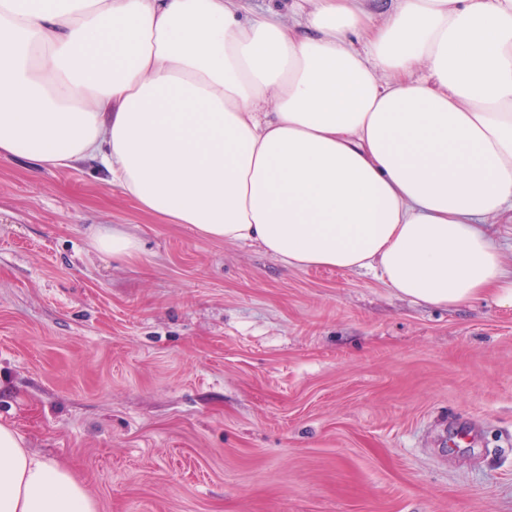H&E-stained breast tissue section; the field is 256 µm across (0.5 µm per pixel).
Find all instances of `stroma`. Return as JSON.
I'll return each instance as SVG.
<instances>
[{
  "instance_id": "35a3bbf8",
  "label": "stroma",
  "mask_w": 512,
  "mask_h": 512,
  "mask_svg": "<svg viewBox=\"0 0 512 512\" xmlns=\"http://www.w3.org/2000/svg\"><path fill=\"white\" fill-rule=\"evenodd\" d=\"M116 228L127 259L94 239ZM0 421L98 512H512V311L411 301L0 159ZM97 248L112 255L133 257L138 251L137 242L129 235L113 230L101 231L96 237Z\"/></svg>"
}]
</instances>
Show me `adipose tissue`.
<instances>
[{"label": "adipose tissue", "instance_id": "1", "mask_svg": "<svg viewBox=\"0 0 512 512\" xmlns=\"http://www.w3.org/2000/svg\"><path fill=\"white\" fill-rule=\"evenodd\" d=\"M0 0V158L412 301L512 310V0ZM0 512H97L0 422ZM488 224L486 230L493 241L494 245L498 248L504 257L508 266H512V222L510 224Z\"/></svg>", "mask_w": 512, "mask_h": 512}]
</instances>
